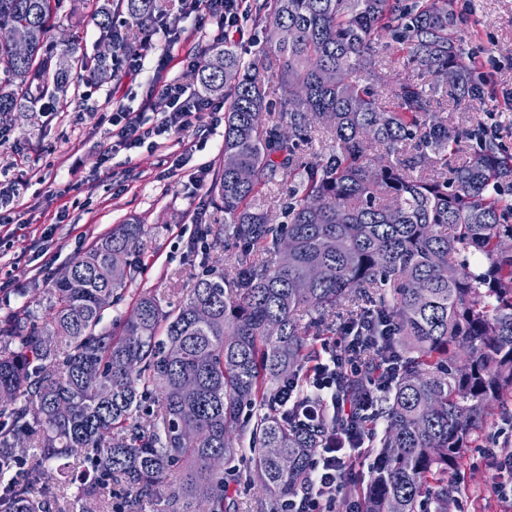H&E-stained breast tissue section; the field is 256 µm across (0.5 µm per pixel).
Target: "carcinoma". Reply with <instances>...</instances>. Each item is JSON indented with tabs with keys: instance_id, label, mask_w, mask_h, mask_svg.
<instances>
[{
	"instance_id": "obj_1",
	"label": "carcinoma",
	"mask_w": 512,
	"mask_h": 512,
	"mask_svg": "<svg viewBox=\"0 0 512 512\" xmlns=\"http://www.w3.org/2000/svg\"><path fill=\"white\" fill-rule=\"evenodd\" d=\"M59 2L0 0V29L46 35ZM92 4L111 54L88 63L76 34L50 46L44 38L25 58L0 42V113L45 109L90 65L111 77L113 59L133 48L116 34L115 14L161 18L159 0ZM264 8L265 28L286 29L287 39H268L246 65L218 42L196 73L204 92L224 96V163L212 193L239 246L233 276L196 279L168 311L142 291L128 314L105 323L139 262L144 225L131 218L55 281L48 322L24 308L0 321V512H69L42 479L52 465L67 471L80 449L89 454L75 477L77 512H105L114 484L127 492L120 512H236L231 479L211 459L234 455L246 407L257 409L250 434L263 448L246 480L277 501L302 493L314 450L338 421L286 413L276 392L303 385L314 358L308 337L336 334L345 304L368 334L391 337L397 361L375 413L351 410L367 433L384 426L370 443L367 481L354 489L361 512L455 507L448 475L512 397V251L501 248L512 240V156L477 127L474 153L451 163L458 137L436 97L479 100L483 89L448 0H266ZM384 34L405 59L390 77L373 61ZM271 53L277 111L260 76ZM324 70L336 71V83L322 81ZM382 86L389 108L377 104ZM316 127L331 146L309 161L298 142ZM243 169L248 182L238 179ZM296 176L277 224L262 190ZM200 308L208 318L197 317ZM148 399L155 419L139 413ZM27 439L39 445L31 467L19 448Z\"/></svg>"
}]
</instances>
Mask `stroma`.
I'll list each match as a JSON object with an SVG mask.
<instances>
[{"instance_id":"stroma-1","label":"stroma","mask_w":512,"mask_h":512,"mask_svg":"<svg viewBox=\"0 0 512 512\" xmlns=\"http://www.w3.org/2000/svg\"><path fill=\"white\" fill-rule=\"evenodd\" d=\"M179 21L181 38L167 47L151 39V56L170 52L172 62L158 79L181 80V60L209 46L219 29L199 14L183 16V0H161ZM458 36L484 82L480 102L443 101L448 127L459 135L458 160L476 147L468 136L483 126L507 154H512V0H448ZM89 0H60L55 38L78 24L86 54L99 47V30L90 17ZM131 111L149 105L165 112L168 101L153 92L145 76L116 70L111 79L85 73L47 112H14L0 116V213L9 216L15 233L0 248V320L20 307L36 319L48 313L49 289L70 264L100 236L125 219L137 217L146 232L140 241V264L127 285L123 310H131L140 291L154 292L162 305L177 304L194 278L210 270H230L238 247L219 235L218 213L209 195L196 192L199 172L215 177L223 163V127L209 135L187 131L158 143L105 155L112 127L104 115L115 102ZM203 219L208 246L194 250L195 221ZM512 455V402L496 416L483 436L468 448L458 474L457 501L463 512H512V504L493 492L494 469L482 449Z\"/></svg>"}]
</instances>
